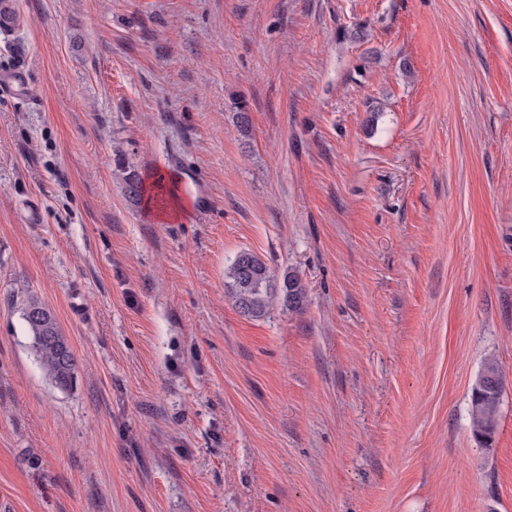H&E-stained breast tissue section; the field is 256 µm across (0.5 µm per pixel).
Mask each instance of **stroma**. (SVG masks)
<instances>
[{
	"label": "stroma",
	"mask_w": 512,
	"mask_h": 512,
	"mask_svg": "<svg viewBox=\"0 0 512 512\" xmlns=\"http://www.w3.org/2000/svg\"><path fill=\"white\" fill-rule=\"evenodd\" d=\"M10 2L0 512H512V0ZM132 169L211 206L157 222ZM243 250L303 312L235 308ZM0 94L28 97L32 94L30 80L23 70H15L0 76ZM34 310L38 316L33 318ZM40 364L46 375L60 388H71L78 372L77 357L49 307L37 297L29 296L21 311ZM503 378L497 361L485 362L472 389L468 412L473 435L489 442L498 425Z\"/></svg>",
	"instance_id": "obj_1"
}]
</instances>
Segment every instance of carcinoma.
<instances>
[{
    "label": "carcinoma",
    "instance_id": "1",
    "mask_svg": "<svg viewBox=\"0 0 512 512\" xmlns=\"http://www.w3.org/2000/svg\"><path fill=\"white\" fill-rule=\"evenodd\" d=\"M127 196L138 201L145 192L144 182L136 170L125 177ZM227 295L245 316L263 319L280 306L292 313L303 311L307 303V288L295 271L276 275L267 264L250 251L240 252L226 273ZM40 364L46 375L60 388L73 386L77 378L78 361L66 336L49 307L38 298L26 299L21 311ZM503 378L497 361L485 362L472 389L468 412L473 435L490 441L498 425Z\"/></svg>",
    "mask_w": 512,
    "mask_h": 512
}]
</instances>
